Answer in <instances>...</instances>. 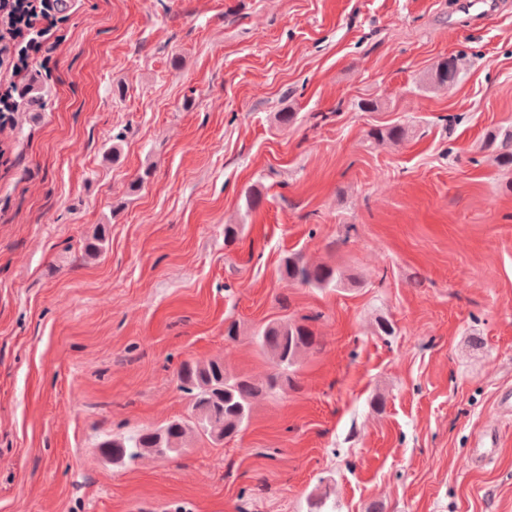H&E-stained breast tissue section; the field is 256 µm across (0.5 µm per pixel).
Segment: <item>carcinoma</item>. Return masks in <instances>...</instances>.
Listing matches in <instances>:
<instances>
[{
	"mask_svg": "<svg viewBox=\"0 0 512 512\" xmlns=\"http://www.w3.org/2000/svg\"><path fill=\"white\" fill-rule=\"evenodd\" d=\"M463 69V57L454 55L433 68L430 81L439 86L456 82ZM410 129L406 125L376 126L368 131L374 144H399L406 140ZM482 150L492 156L501 168H512V130L487 134ZM284 276L297 284L313 288H335L342 284L339 270L325 264H311L301 255L285 258ZM315 316H303L294 321L268 323L256 334V342L272 360L275 372L264 378L238 377L224 368V360L213 358L205 362H186L178 379L180 389L192 398L194 420L171 421L156 429H146L131 436L114 435L102 444L112 449V459L132 464L147 455L168 458L178 454L195 435L202 433L213 442L221 443L237 436L247 425L253 402L274 393L283 384H292L289 375L300 360L320 347V339L312 328Z\"/></svg>",
	"mask_w": 512,
	"mask_h": 512,
	"instance_id": "cac0c4a2",
	"label": "carcinoma"
}]
</instances>
